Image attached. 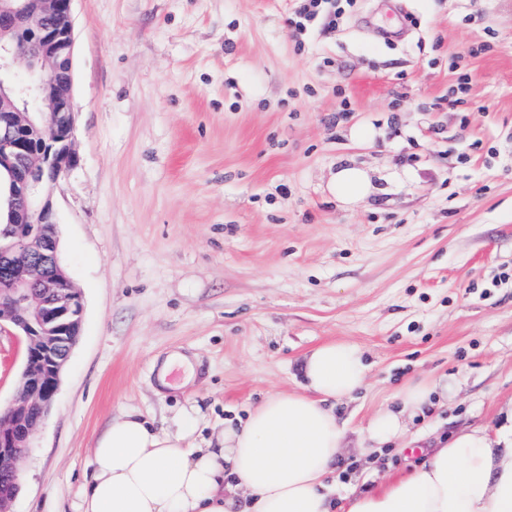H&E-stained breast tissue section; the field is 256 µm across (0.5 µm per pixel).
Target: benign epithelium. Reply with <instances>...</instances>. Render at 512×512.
<instances>
[{
  "instance_id": "benign-epithelium-1",
  "label": "benign epithelium",
  "mask_w": 512,
  "mask_h": 512,
  "mask_svg": "<svg viewBox=\"0 0 512 512\" xmlns=\"http://www.w3.org/2000/svg\"><path fill=\"white\" fill-rule=\"evenodd\" d=\"M74 0H0V70L23 62L39 75L21 89L0 85V328H15L25 359L0 409V512L21 489L20 461L54 405L83 317L80 293L58 261L54 189L77 163L73 104ZM35 39L34 55L18 49ZM37 288L47 289L38 294Z\"/></svg>"
}]
</instances>
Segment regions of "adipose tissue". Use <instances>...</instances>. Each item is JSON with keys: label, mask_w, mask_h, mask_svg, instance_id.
<instances>
[{"label": "adipose tissue", "mask_w": 512, "mask_h": 512, "mask_svg": "<svg viewBox=\"0 0 512 512\" xmlns=\"http://www.w3.org/2000/svg\"><path fill=\"white\" fill-rule=\"evenodd\" d=\"M331 187L346 204L373 190L357 166L338 169ZM368 371L357 343L317 346L304 358L305 392L271 395L245 419L226 420L214 448L189 445L192 416L172 433L124 413L92 450L83 512H335L332 475L347 433L333 404L364 388ZM454 392L442 378L405 384L397 406L369 421L367 451L405 436L409 418ZM505 415L496 432L462 429L420 469L377 491L347 494V512H512V405Z\"/></svg>", "instance_id": "ef3b65f1"}]
</instances>
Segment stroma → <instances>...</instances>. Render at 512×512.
Segmentation results:
<instances>
[{
	"label": "stroma",
	"mask_w": 512,
	"mask_h": 512,
	"mask_svg": "<svg viewBox=\"0 0 512 512\" xmlns=\"http://www.w3.org/2000/svg\"><path fill=\"white\" fill-rule=\"evenodd\" d=\"M292 0H74L75 151L54 191L80 336L12 512H80L107 425L204 445L360 344L338 490L375 491L512 401V0H353L305 34ZM468 74L464 104L448 93ZM373 192L345 205L338 166ZM179 351L195 377L155 362ZM25 343L0 328V404ZM456 382L383 453L357 432L406 381Z\"/></svg>",
	"instance_id": "obj_1"
}]
</instances>
